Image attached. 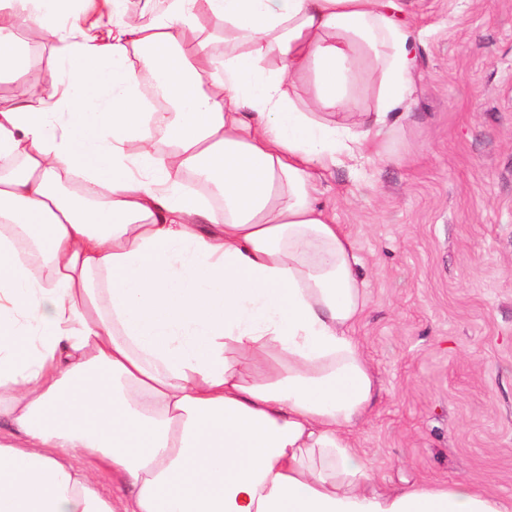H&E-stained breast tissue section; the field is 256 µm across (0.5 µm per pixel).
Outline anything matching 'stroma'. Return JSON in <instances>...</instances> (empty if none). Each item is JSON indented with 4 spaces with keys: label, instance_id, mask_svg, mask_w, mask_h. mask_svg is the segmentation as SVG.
<instances>
[{
    "label": "stroma",
    "instance_id": "35a3bbf8",
    "mask_svg": "<svg viewBox=\"0 0 512 512\" xmlns=\"http://www.w3.org/2000/svg\"><path fill=\"white\" fill-rule=\"evenodd\" d=\"M405 2L413 101L359 175L321 180L367 283L352 334L380 392L355 438L380 483L512 496V0ZM29 34L41 77L0 73V99L55 101L57 38Z\"/></svg>",
    "mask_w": 512,
    "mask_h": 512
}]
</instances>
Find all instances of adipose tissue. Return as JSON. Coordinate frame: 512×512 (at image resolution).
Returning <instances> with one entry per match:
<instances>
[{"instance_id": "ef3b65f1", "label": "adipose tissue", "mask_w": 512, "mask_h": 512, "mask_svg": "<svg viewBox=\"0 0 512 512\" xmlns=\"http://www.w3.org/2000/svg\"><path fill=\"white\" fill-rule=\"evenodd\" d=\"M63 6L0 0V65ZM403 12L168 0L143 24L116 2L105 37L59 36L57 111L0 107V512H512L465 482L379 486L355 444L377 387L349 334L365 283L320 177L393 136L413 93ZM364 63L377 93L353 128ZM148 77L172 111H146ZM67 175L101 206L63 194Z\"/></svg>"}]
</instances>
